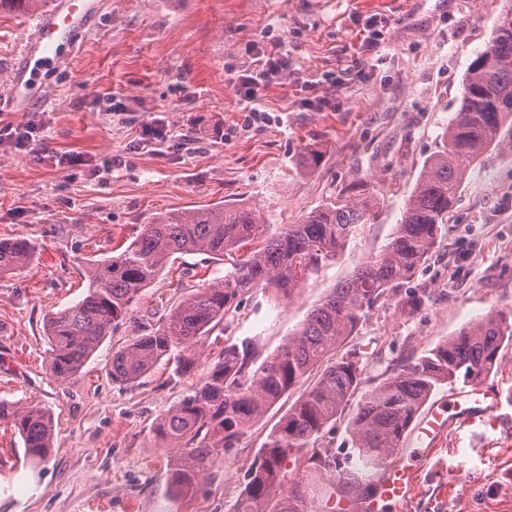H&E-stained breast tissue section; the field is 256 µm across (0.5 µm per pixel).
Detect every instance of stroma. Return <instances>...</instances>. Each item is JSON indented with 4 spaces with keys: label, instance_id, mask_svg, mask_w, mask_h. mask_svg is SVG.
Wrapping results in <instances>:
<instances>
[{
    "label": "stroma",
    "instance_id": "stroma-1",
    "mask_svg": "<svg viewBox=\"0 0 512 512\" xmlns=\"http://www.w3.org/2000/svg\"><path fill=\"white\" fill-rule=\"evenodd\" d=\"M88 27L31 82L25 111L46 145L76 156L57 167L0 142V240L35 247L0 274V401L38 405L54 419L50 460L35 466L0 425V512H232L258 451L288 408L280 402L226 449L203 485L174 494L173 452L153 425L198 380L162 359L131 383L113 381L112 354L158 327L168 310L226 273L182 256L144 288L129 314L74 378L50 371L44 323L87 291L84 259L111 256L156 216L223 204L264 218L258 239L358 189L371 206L345 249L292 299L243 295L223 338L258 341L266 358L312 307L399 224L425 162L444 142L467 70L492 44L512 0H98ZM27 5L0 9V95L22 67ZM379 34L376 66L358 73ZM285 43L288 67L265 89L270 120L247 124L239 75ZM318 150L317 167L300 163ZM512 309V146L467 168L436 245L414 276L371 308L340 349L363 368L360 393L316 445L347 468L361 463L350 421L363 392L474 319ZM488 382L498 396L483 420L457 427L420 466L400 512H502L512 505V345Z\"/></svg>",
    "mask_w": 512,
    "mask_h": 512
}]
</instances>
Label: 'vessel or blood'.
<instances>
[{"instance_id":"1","label":"vessel or blood","mask_w":512,"mask_h":512,"mask_svg":"<svg viewBox=\"0 0 512 512\" xmlns=\"http://www.w3.org/2000/svg\"><path fill=\"white\" fill-rule=\"evenodd\" d=\"M94 8L93 0H55L52 7L37 11L33 29L22 40L27 67L12 77V101L16 109L24 107L29 69L54 65L62 45L69 41L74 31L84 26ZM495 406L492 388L480 384L435 401L422 412L411 429L405 450L384 462L383 471L375 483L374 497L365 503L335 499L330 504L332 512H396L397 507L411 498L415 491L419 461L454 425L483 417Z\"/></svg>"}]
</instances>
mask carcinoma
I'll return each instance as SVG.
<instances>
[{"mask_svg": "<svg viewBox=\"0 0 512 512\" xmlns=\"http://www.w3.org/2000/svg\"><path fill=\"white\" fill-rule=\"evenodd\" d=\"M505 132L512 135V13L499 19L490 48L469 67L445 144L425 163L384 250L332 289L262 362H257L258 341L252 337L224 344L190 393L156 419V435L177 449L170 479L175 492L197 487L247 426L311 377L314 381L268 433L260 463L233 512H327L336 487L317 489L311 478L334 467L338 482L358 480L314 447L362 384L358 362L338 355V348L365 310L425 261L448 222L466 163L498 144ZM367 207L368 202L351 199L327 202L299 223L283 225L244 257L239 252L260 224V216L247 206H206L154 218L120 253L89 263L85 296L47 318L52 374L61 380L77 375L126 318L138 293L176 256L203 254L230 268L172 307L157 329L112 354V380L137 381L174 348L210 335L253 288L275 300L291 297L343 250L364 223ZM33 250L23 237L0 242V274L26 265ZM510 341L512 310L490 312L366 394L350 422L364 469L396 453L422 406L442 386L466 385L491 374ZM0 423L19 434L30 462L48 461L53 446L49 411L1 401Z\"/></svg>", "mask_w": 512, "mask_h": 512, "instance_id": "carcinoma-1", "label": "carcinoma"}]
</instances>
